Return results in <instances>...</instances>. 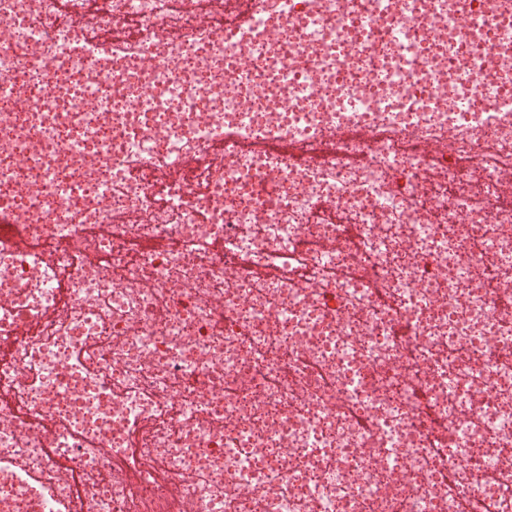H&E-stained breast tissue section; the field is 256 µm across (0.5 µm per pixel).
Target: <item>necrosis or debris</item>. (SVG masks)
Masks as SVG:
<instances>
[{
  "instance_id": "1",
  "label": "necrosis or debris",
  "mask_w": 512,
  "mask_h": 512,
  "mask_svg": "<svg viewBox=\"0 0 512 512\" xmlns=\"http://www.w3.org/2000/svg\"><path fill=\"white\" fill-rule=\"evenodd\" d=\"M467 4L0 0V512H512V8Z\"/></svg>"
}]
</instances>
